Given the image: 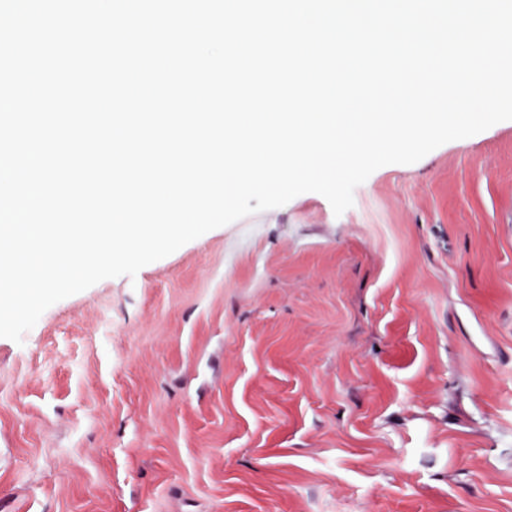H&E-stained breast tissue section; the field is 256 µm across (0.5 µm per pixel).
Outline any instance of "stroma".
<instances>
[{
	"mask_svg": "<svg viewBox=\"0 0 512 512\" xmlns=\"http://www.w3.org/2000/svg\"><path fill=\"white\" fill-rule=\"evenodd\" d=\"M0 338V512H512V121Z\"/></svg>",
	"mask_w": 512,
	"mask_h": 512,
	"instance_id": "stroma-1",
	"label": "stroma"
}]
</instances>
